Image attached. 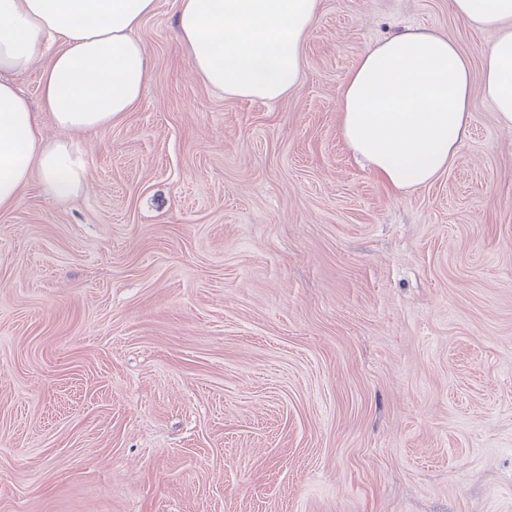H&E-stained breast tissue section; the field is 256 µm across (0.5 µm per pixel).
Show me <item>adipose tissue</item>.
Here are the masks:
<instances>
[{
  "label": "adipose tissue",
  "instance_id": "obj_1",
  "mask_svg": "<svg viewBox=\"0 0 512 512\" xmlns=\"http://www.w3.org/2000/svg\"><path fill=\"white\" fill-rule=\"evenodd\" d=\"M321 0H181L177 40L193 73L224 94L276 101L297 84L302 48ZM156 0H0V210L32 176L62 202L85 168L77 141L46 140L41 126L84 133L139 103L151 64L135 30ZM460 18L496 31L483 59V93L512 128V0H454ZM58 42L49 51V42ZM41 109L13 76L37 60ZM469 61L456 42L409 27L366 50L339 94L348 149L397 190L433 182L454 161L470 119Z\"/></svg>",
  "mask_w": 512,
  "mask_h": 512
}]
</instances>
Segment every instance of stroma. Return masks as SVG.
Returning a JSON list of instances; mask_svg holds the SVG:
<instances>
[{
    "instance_id": "obj_1",
    "label": "stroma",
    "mask_w": 512,
    "mask_h": 512,
    "mask_svg": "<svg viewBox=\"0 0 512 512\" xmlns=\"http://www.w3.org/2000/svg\"><path fill=\"white\" fill-rule=\"evenodd\" d=\"M80 136L64 202L0 211V512H512V128L496 34L453 0H322L297 86L193 75ZM411 26L471 63L453 164L396 190L340 132L362 53Z\"/></svg>"
}]
</instances>
